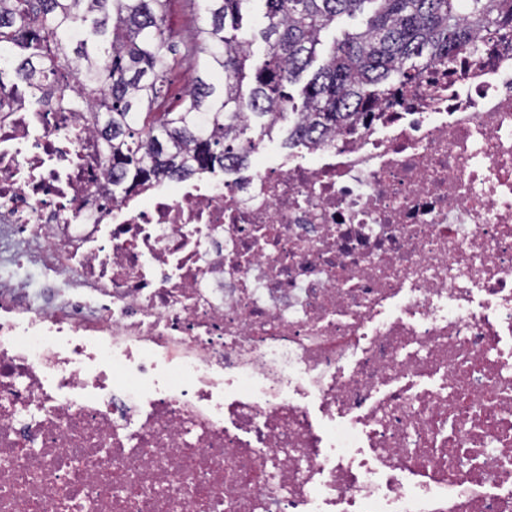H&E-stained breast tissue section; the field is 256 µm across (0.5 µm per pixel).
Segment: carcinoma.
Masks as SVG:
<instances>
[{"mask_svg":"<svg viewBox=\"0 0 512 512\" xmlns=\"http://www.w3.org/2000/svg\"><path fill=\"white\" fill-rule=\"evenodd\" d=\"M169 0H0V81L53 91L92 112L115 192L184 178L256 150L265 120L304 113L291 139L350 125L364 104L431 65L453 69L478 39L512 27V0H264L266 59L251 65L235 31L249 0H193L204 24L175 42ZM377 8L345 35L301 89L321 32L365 4ZM176 64L200 72L171 107L163 88ZM260 122L247 135L244 114Z\"/></svg>","mask_w":512,"mask_h":512,"instance_id":"cac0c4a2","label":"carcinoma"}]
</instances>
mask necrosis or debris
Returning <instances> with one entry per match:
<instances>
[{
    "label": "necrosis or debris",
    "mask_w": 512,
    "mask_h": 512,
    "mask_svg": "<svg viewBox=\"0 0 512 512\" xmlns=\"http://www.w3.org/2000/svg\"><path fill=\"white\" fill-rule=\"evenodd\" d=\"M301 146L116 197L0 84V512H512V28Z\"/></svg>",
    "instance_id": "necrosis-or-debris-1"
}]
</instances>
